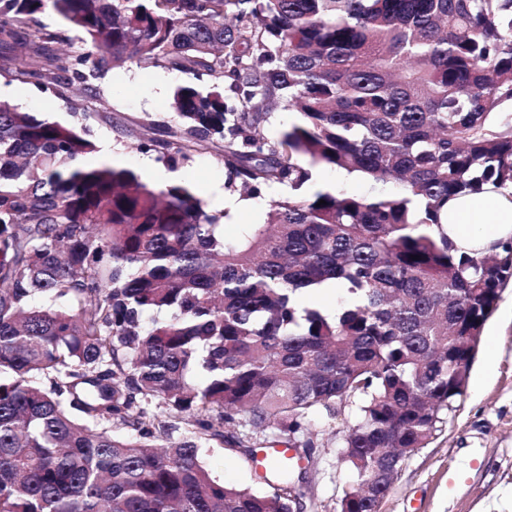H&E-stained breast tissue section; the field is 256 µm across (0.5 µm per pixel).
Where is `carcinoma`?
<instances>
[{
    "label": "carcinoma",
    "mask_w": 512,
    "mask_h": 512,
    "mask_svg": "<svg viewBox=\"0 0 512 512\" xmlns=\"http://www.w3.org/2000/svg\"><path fill=\"white\" fill-rule=\"evenodd\" d=\"M48 6L86 52L31 39ZM128 58L189 76L140 149L175 165L222 142L229 182L292 194L228 239L189 186L0 103V512H299L294 472L252 492L200 447L246 422L310 455L311 415L348 406L336 512H377L512 281L511 241L470 255L440 224L449 198L512 186V0H0V71L21 83ZM276 100L299 117L270 139L247 108ZM304 162L399 191L298 195ZM328 286L334 312L298 303Z\"/></svg>",
    "instance_id": "1"
}]
</instances>
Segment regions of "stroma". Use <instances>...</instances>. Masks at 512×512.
<instances>
[{
    "instance_id": "stroma-1",
    "label": "stroma",
    "mask_w": 512,
    "mask_h": 512,
    "mask_svg": "<svg viewBox=\"0 0 512 512\" xmlns=\"http://www.w3.org/2000/svg\"><path fill=\"white\" fill-rule=\"evenodd\" d=\"M185 79L181 72L133 59L54 90L24 85L0 72V100L46 121L74 126L97 148L107 150L114 163L155 186L189 185L208 211L222 214L224 234L232 238L240 225L265 222L273 201L288 190L271 185L250 199L248 210H230L222 203L234 195L227 187L222 146L194 153L174 169L156 153L139 150L143 137L175 123L170 102ZM353 420L350 408L334 419L322 412L312 417L310 428L320 446L303 484L317 512H336L341 489L352 479L334 433ZM200 456L216 480L269 492L240 448L210 443L203 445ZM379 512H512V283L485 325L463 395L431 442L404 460Z\"/></svg>"
}]
</instances>
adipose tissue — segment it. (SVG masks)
I'll return each mask as SVG.
<instances>
[{"instance_id":"adipose-tissue-1","label":"adipose tissue","mask_w":512,"mask_h":512,"mask_svg":"<svg viewBox=\"0 0 512 512\" xmlns=\"http://www.w3.org/2000/svg\"><path fill=\"white\" fill-rule=\"evenodd\" d=\"M441 222L459 251L488 252L498 242L512 238V189L488 185L481 193L452 197Z\"/></svg>"}]
</instances>
